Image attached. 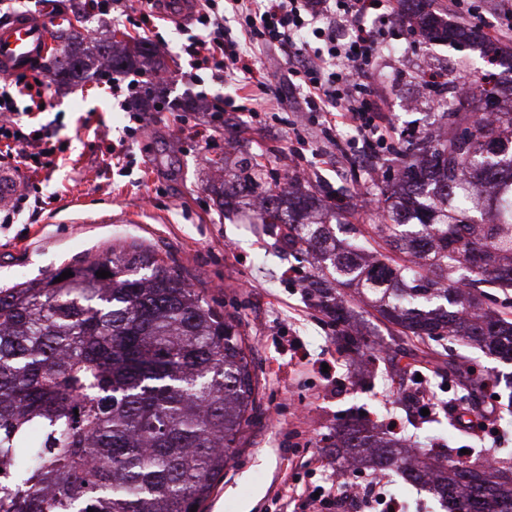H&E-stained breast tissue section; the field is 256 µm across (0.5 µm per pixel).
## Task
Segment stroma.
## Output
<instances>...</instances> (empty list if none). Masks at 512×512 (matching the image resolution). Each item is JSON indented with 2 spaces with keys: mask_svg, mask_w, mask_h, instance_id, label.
I'll list each match as a JSON object with an SVG mask.
<instances>
[{
  "mask_svg": "<svg viewBox=\"0 0 512 512\" xmlns=\"http://www.w3.org/2000/svg\"><path fill=\"white\" fill-rule=\"evenodd\" d=\"M125 0L109 21L56 16L57 48L84 34V48L95 53L111 39L136 38ZM379 36L374 85L382 115L401 135H418L443 121L441 100L455 112H473L474 99L455 95L460 78L487 66L481 48L444 42L412 48L401 9L365 20ZM186 32L173 20L159 21L151 45L162 56L167 80L156 99L172 109L149 112L135 135H127L132 107L113 98L97 79L53 82L44 111L22 113L18 122L51 130L62 146L51 168L34 170L16 163L0 142V169L8 168L19 185L6 194L29 200L14 223L0 224V288L44 277L84 256L110 247L138 244L185 276L210 304L232 314L252 349L256 409L232 461L214 486L203 512H318L309 497L336 479V458L327 449L340 424L397 431L420 452L444 453L475 448L512 461V421L497 432L470 430L457 422V406L447 376L432 366L454 360L483 373L512 372V364L458 342L420 341L390 331L372 309L354 303L367 345L359 354L336 349L338 330L303 289L313 267L289 253L262 225L249 221L248 207L225 214L212 192L232 183L242 152L264 165L270 183L286 186L289 174H304L314 191L336 204L350 189L365 227L378 221L377 195L386 166L364 152L322 144L318 154L295 157L286 124L277 111L251 116L237 77L205 81L202 91L231 96L235 111L210 139L184 131V72L191 66L180 51ZM445 75L436 90L421 89L423 69ZM427 375L435 398L431 415H421L411 396L416 373Z\"/></svg>",
  "mask_w": 512,
  "mask_h": 512,
  "instance_id": "obj_1",
  "label": "stroma"
}]
</instances>
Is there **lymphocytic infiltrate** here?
I'll return each mask as SVG.
<instances>
[{
	"instance_id": "lymphocytic-infiltrate-1",
	"label": "lymphocytic infiltrate",
	"mask_w": 512,
	"mask_h": 512,
	"mask_svg": "<svg viewBox=\"0 0 512 512\" xmlns=\"http://www.w3.org/2000/svg\"><path fill=\"white\" fill-rule=\"evenodd\" d=\"M391 0H203L197 11L198 34L182 44L198 83L199 71L215 79L252 73L253 45H274L288 51V85L301 90L307 111L320 113L327 129L343 123L376 156L395 153L377 124L373 88L367 77L378 53V38L364 23L369 13L390 7ZM232 9L239 34L224 26V11ZM47 79L20 77L0 83V140L14 150L20 163L53 166L55 146L50 132H23L16 121V97L26 96L32 109L46 103Z\"/></svg>"
}]
</instances>
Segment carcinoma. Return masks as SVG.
<instances>
[{
    "label": "carcinoma",
    "instance_id": "carcinoma-1",
    "mask_svg": "<svg viewBox=\"0 0 512 512\" xmlns=\"http://www.w3.org/2000/svg\"><path fill=\"white\" fill-rule=\"evenodd\" d=\"M410 21L426 38H479L416 9ZM75 44L55 59V80L89 78ZM151 57L142 43L99 47L100 67L114 72ZM489 116L448 112L460 132L408 141L398 177L380 189L382 223L351 224L343 240L313 219L312 193L257 194L261 223L283 225L288 248L320 258L307 289L342 326L343 347L357 353L364 342L335 296L353 288L405 336L458 338L512 361V319L484 302L512 288V111ZM487 383L458 373L462 409L474 410ZM254 395L237 320L153 252L111 248L1 288L0 512H202ZM336 460L426 483L448 512H512L505 466L451 454L430 463L357 426L336 431Z\"/></svg>",
    "mask_w": 512,
    "mask_h": 512
}]
</instances>
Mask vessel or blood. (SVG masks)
I'll return each instance as SVG.
<instances>
[{"label":"vessel or blood","instance_id":"obj_1","mask_svg":"<svg viewBox=\"0 0 512 512\" xmlns=\"http://www.w3.org/2000/svg\"><path fill=\"white\" fill-rule=\"evenodd\" d=\"M50 17L21 15L0 26V79L13 80L51 64Z\"/></svg>","mask_w":512,"mask_h":512}]
</instances>
